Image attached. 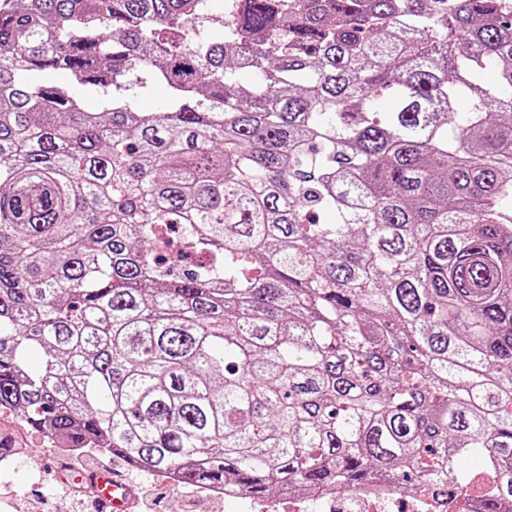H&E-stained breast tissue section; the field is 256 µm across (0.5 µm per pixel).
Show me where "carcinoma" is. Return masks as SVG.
I'll list each match as a JSON object with an SVG mask.
<instances>
[{"label":"carcinoma","mask_w":512,"mask_h":512,"mask_svg":"<svg viewBox=\"0 0 512 512\" xmlns=\"http://www.w3.org/2000/svg\"><path fill=\"white\" fill-rule=\"evenodd\" d=\"M207 11L0 0V407L248 496L466 497L478 453L499 512L512 0H232L220 41ZM166 97V87L161 84H155L147 93L135 95V104L141 112H155Z\"/></svg>","instance_id":"obj_1"}]
</instances>
